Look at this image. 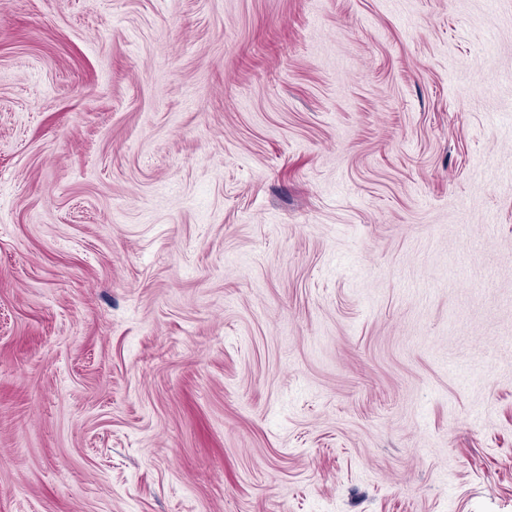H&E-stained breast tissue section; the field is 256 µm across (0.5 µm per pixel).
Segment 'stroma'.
I'll list each match as a JSON object with an SVG mask.
<instances>
[{
    "label": "stroma",
    "mask_w": 512,
    "mask_h": 512,
    "mask_svg": "<svg viewBox=\"0 0 512 512\" xmlns=\"http://www.w3.org/2000/svg\"><path fill=\"white\" fill-rule=\"evenodd\" d=\"M0 512H512V0H0Z\"/></svg>",
    "instance_id": "1"
}]
</instances>
